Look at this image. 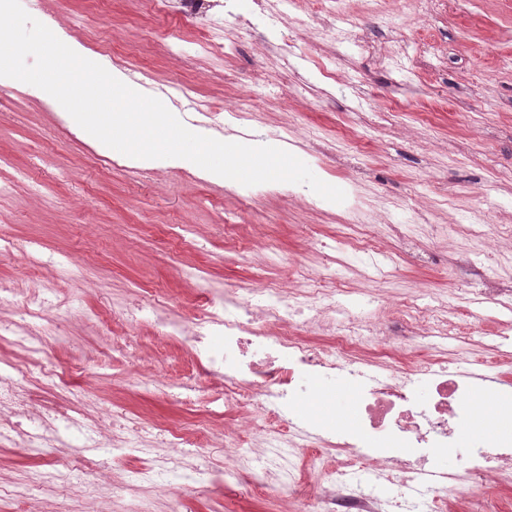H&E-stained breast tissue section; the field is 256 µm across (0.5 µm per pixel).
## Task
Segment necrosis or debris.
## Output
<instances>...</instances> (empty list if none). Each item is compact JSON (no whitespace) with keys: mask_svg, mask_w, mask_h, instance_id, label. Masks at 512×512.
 <instances>
[{"mask_svg":"<svg viewBox=\"0 0 512 512\" xmlns=\"http://www.w3.org/2000/svg\"><path fill=\"white\" fill-rule=\"evenodd\" d=\"M303 266L307 287L265 281L252 302L212 289L203 293L199 314L189 320L173 316L160 301L112 311L128 332L147 322L160 335L191 343L202 367L224 382L222 404L197 412L199 423L221 422L242 402H250L256 448H238L227 460L205 459L192 433L179 424L151 439L130 440L136 425L126 415L92 425L79 409L61 403L59 393L71 384L41 362L21 367L0 360V447L30 452L59 448L72 459L63 469L29 471L7 489V497L27 501L33 488L49 486L82 490L97 499L103 484L85 490L81 475L97 469L106 454H134L143 460V467L130 474L132 487L156 488L167 475L179 473L202 481L219 475L244 479L277 493L301 485V454L322 448L336 453L338 460L322 467L320 483L304 495V512H445L443 492L450 476L482 488L512 465L510 443L455 446L456 427L476 394L472 370L506 366L512 357L476 360L468 371L449 366L444 355L434 353L409 365L398 359L387 336L377 337L374 355H361L363 338L354 320L343 317L335 288L317 274L312 258H305ZM0 306L19 311L17 319L0 322L3 340L31 335L32 317L49 313L51 302L44 289L1 288ZM314 326L330 337L329 345L307 339L306 330ZM24 376L37 383V391L21 385ZM340 378L355 385L351 405L356 430L311 432L300 422V410L315 387L335 389ZM451 447L457 450V466L448 473L438 460Z\"/></svg>","mask_w":512,"mask_h":512,"instance_id":"obj_1","label":"necrosis or debris"}]
</instances>
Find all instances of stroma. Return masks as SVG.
<instances>
[{
	"label": "stroma",
	"mask_w": 512,
	"mask_h": 512,
	"mask_svg": "<svg viewBox=\"0 0 512 512\" xmlns=\"http://www.w3.org/2000/svg\"><path fill=\"white\" fill-rule=\"evenodd\" d=\"M229 5L209 0L192 18L147 13L145 0H111L104 20L87 18L76 40L97 63L123 52L154 83L186 84L192 100L253 107L251 129L270 145L287 146L326 182L348 186L362 208L394 201L386 224L366 230L387 265L376 269L370 255L346 246L345 224L353 218L347 204L318 206L303 184L226 185L191 168L137 174L108 165L70 115L19 83L0 91V155L29 167L45 190L34 197L19 184L0 196V238L13 244L0 253V287H35L36 257L72 269L59 290L62 306L50 312L52 329L34 321L30 336L0 340V357L22 366L36 352L60 374L80 372L73 401L95 417L124 411L145 434L155 433L190 410L175 391L161 395L146 385L154 364L163 363L172 378L200 383L202 407L223 394L224 384L196 364L187 345L157 341L145 326L131 354L113 358V341L122 335L113 307L159 295L189 320L204 289H231L250 301L258 277L299 279L297 263L313 247L321 251L322 274L344 285L339 301L356 324L375 317L389 336L411 304L429 309L443 298L448 335L421 339L423 349L449 350L467 335L479 354L512 352V296L485 293L489 285L512 284V270L503 266L512 240L493 253L457 230L487 211L486 236L496 237V225H512V0H456L423 35L410 0L399 6L395 31L382 0H325L341 32L333 43L316 23H304L310 0H297L258 22L251 41L200 54L210 20L223 19L229 34L234 15L249 13L245 6L230 12ZM284 39L296 49L283 73L264 46ZM293 119L335 138V152L320 157L303 136L281 139L279 125ZM228 213L241 226L230 246L222 229ZM423 218L452 225L447 240L417 235ZM190 269L195 277H187ZM69 463L50 449L0 447V483ZM140 466L128 457L106 467L139 512H171L179 501L187 512H283L285 503L300 501L296 493H268L238 480L191 486L176 474L162 494L126 490ZM489 497L512 512V468L482 493L457 482L445 495L447 512H485Z\"/></svg>",
	"instance_id": "1"
}]
</instances>
